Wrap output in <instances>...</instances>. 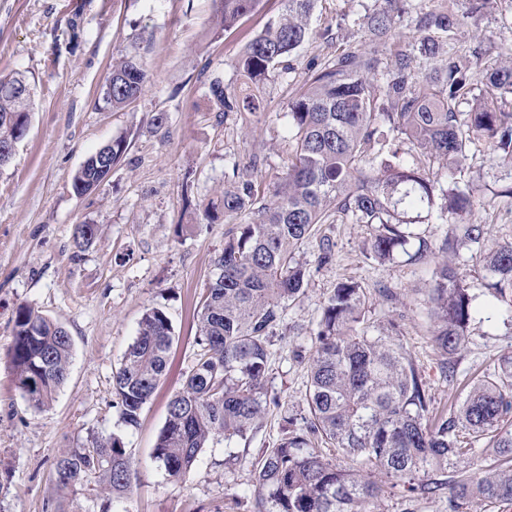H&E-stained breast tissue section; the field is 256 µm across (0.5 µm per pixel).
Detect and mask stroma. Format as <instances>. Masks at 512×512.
Wrapping results in <instances>:
<instances>
[{
    "mask_svg": "<svg viewBox=\"0 0 512 512\" xmlns=\"http://www.w3.org/2000/svg\"><path fill=\"white\" fill-rule=\"evenodd\" d=\"M378 0H317L314 37L290 56L288 74L266 87L267 114L253 123L236 113L219 116L208 90L218 78L235 86L232 68L245 44L280 14L282 0H259L238 25L214 34L212 0H0V73H23L35 105L26 137L0 167V483L6 512H95L99 488L90 484L60 495L54 458L93 434H122L136 465L124 512H258L252 474L264 449L279 439L286 419L304 428L309 359L322 307L339 282L367 294L364 323L378 332L395 323L398 339L424 372L434 413L454 414L474 377L512 354V316L484 288L483 251L459 249L448 260L476 296L477 314L458 354L453 377L442 373L434 346L428 295L436 257L399 256L380 263L367 247L378 227L343 217L318 225L296 257L310 271L305 292L288 302L272 338L267 406L246 439L216 440L202 449L189 477L174 479L153 459L171 396L193 365L197 312L212 260L231 231L207 223L203 210L221 201L233 169L260 158L256 181L276 182L284 169L288 99L310 69L353 44L377 49L359 18ZM471 74L512 65V0H494L472 33L453 44ZM142 57L144 93L121 110L103 100L112 65ZM166 113L155 127L153 118ZM129 148L100 188L79 196L73 173L116 136ZM440 184L456 182L476 203L467 224H484L494 241H512V197L482 205L487 190L512 183L488 144H471L461 167L439 160ZM79 224L100 229L89 247L76 248ZM333 257L321 263L323 243ZM28 304L62 325L72 339L69 375L49 407L31 409L17 389L7 353L19 305ZM169 316L174 342L165 376L144 406L140 424H121L112 378L146 308ZM378 512H450L447 493L433 497L386 488Z\"/></svg>",
    "mask_w": 512,
    "mask_h": 512,
    "instance_id": "stroma-1",
    "label": "stroma"
}]
</instances>
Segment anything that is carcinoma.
I'll use <instances>...</instances> for the list:
<instances>
[{"label": "carcinoma", "instance_id": "obj_1", "mask_svg": "<svg viewBox=\"0 0 512 512\" xmlns=\"http://www.w3.org/2000/svg\"><path fill=\"white\" fill-rule=\"evenodd\" d=\"M257 2L213 0L214 33L234 27ZM283 2V12L233 62L240 86L228 88L216 78L209 82L217 111L262 121L265 106L257 90L288 72L284 59L308 38L315 0ZM486 2L467 0L459 13L446 7L426 11L415 0H381L359 26L392 40L387 55L343 48L311 70L288 101L291 151L283 176L268 192L261 191L250 169L233 173L221 209L236 229L214 257L197 314L200 353L168 403L154 448L155 460L169 476L189 475L214 439H244L258 428L267 404L271 338L286 302L307 281L296 250L316 225L335 213L350 216L356 224L378 225L368 248L371 259L392 261L407 252L412 239L418 240L414 256L425 258L431 247L415 226L435 212L449 221L474 205L470 194L435 181L431 164L443 159L451 170L481 139L500 162L512 163V112L502 110L503 99L512 96V67L488 66L475 80L448 52V41L464 35ZM405 16L411 18L410 36L398 32ZM476 81L480 88L474 96ZM147 82L143 61L126 56L112 65L103 100L121 109L143 94ZM468 99L469 110L460 111ZM30 111L25 79L18 73L0 75V148L15 142V118ZM404 141L414 153L408 162H395ZM372 144L378 150L369 159ZM127 149V139L118 136L88 157L72 177L74 193L99 187L102 160L115 165ZM97 234V225L78 224L74 239L87 246ZM488 234L484 224H463L445 240L442 252L482 245ZM484 261L490 294L512 309V242L487 248ZM473 300L448 259L437 263L430 304L445 372L466 344ZM365 305V289L352 281L339 283L324 303L309 366L308 425L284 430L254 470L262 512H376L383 484L365 471L369 466L402 482L410 493L433 496L448 489L450 512H459L472 497L512 504V355L467 386L456 414L434 416L429 387L393 327L376 335L362 327ZM173 340L166 312L146 309L113 374L126 427L138 426L165 375ZM71 355L72 341L61 325L29 305L17 308L9 366L33 409L53 400L67 379ZM481 439L487 465L472 473L465 462L474 452L470 444ZM323 443L351 466L326 459ZM53 466L63 491L98 483L102 512H121L136 474L124 438L116 433L64 450Z\"/></svg>", "mask_w": 512, "mask_h": 512}]
</instances>
